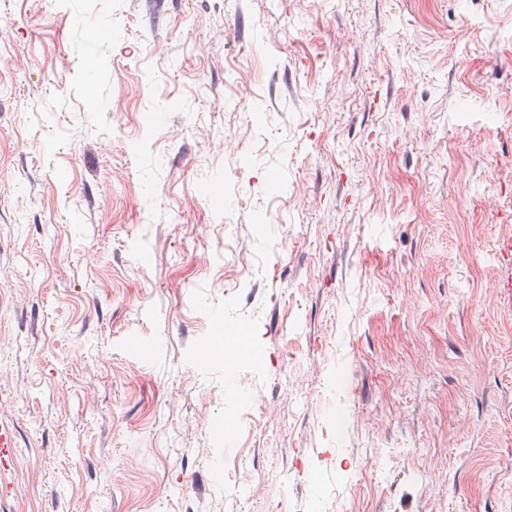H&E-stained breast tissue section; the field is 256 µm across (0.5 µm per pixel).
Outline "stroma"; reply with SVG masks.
<instances>
[{
    "mask_svg": "<svg viewBox=\"0 0 512 512\" xmlns=\"http://www.w3.org/2000/svg\"><path fill=\"white\" fill-rule=\"evenodd\" d=\"M512 0H0V512H512Z\"/></svg>",
    "mask_w": 512,
    "mask_h": 512,
    "instance_id": "35a3bbf8",
    "label": "stroma"
}]
</instances>
